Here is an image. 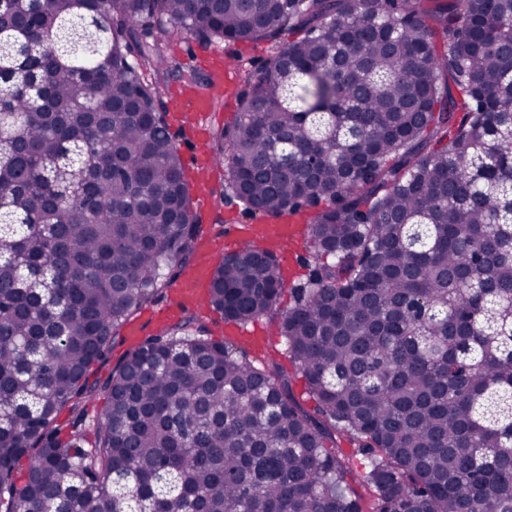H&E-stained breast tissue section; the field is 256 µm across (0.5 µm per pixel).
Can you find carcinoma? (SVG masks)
<instances>
[{"label":"carcinoma","mask_w":512,"mask_h":512,"mask_svg":"<svg viewBox=\"0 0 512 512\" xmlns=\"http://www.w3.org/2000/svg\"><path fill=\"white\" fill-rule=\"evenodd\" d=\"M153 23L270 44L213 193L305 221L310 408L187 308L89 379L198 253ZM284 290L248 246L208 307ZM0 512H512V0H0Z\"/></svg>","instance_id":"cac0c4a2"}]
</instances>
